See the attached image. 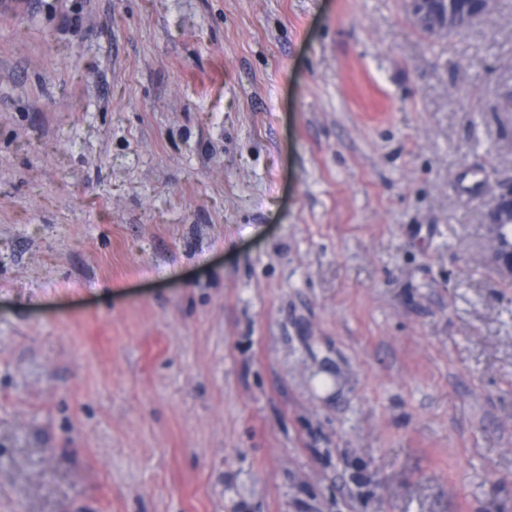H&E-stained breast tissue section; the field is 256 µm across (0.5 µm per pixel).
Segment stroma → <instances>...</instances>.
Returning <instances> with one entry per match:
<instances>
[{"mask_svg":"<svg viewBox=\"0 0 512 512\" xmlns=\"http://www.w3.org/2000/svg\"><path fill=\"white\" fill-rule=\"evenodd\" d=\"M0 0V512H512V0ZM469 0H430L427 4L428 11L433 14L432 20H438L442 22V18L445 19L448 12L457 18L458 27L451 28L454 20L450 14L448 19L444 20V24L448 28L444 31V36L458 35L467 29L471 28L475 22L471 15V5ZM456 31V32H455ZM454 32V33H453ZM508 219V222H506ZM512 219V182L503 184L494 197L492 204L486 212V223L493 231L494 247L491 261L497 268L500 276L512 281V243L503 241L500 236L502 224Z\"/></svg>","mask_w":512,"mask_h":512,"instance_id":"1","label":"stroma"}]
</instances>
